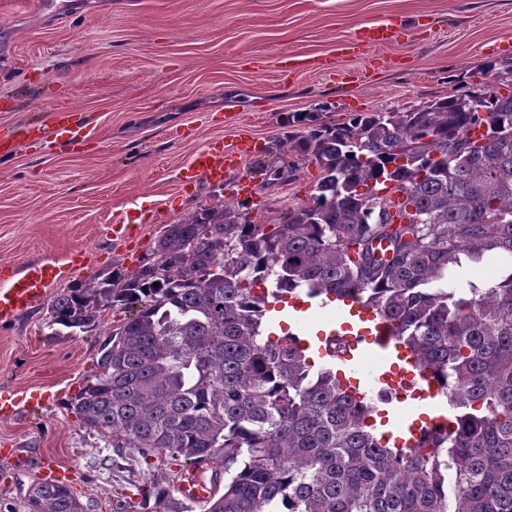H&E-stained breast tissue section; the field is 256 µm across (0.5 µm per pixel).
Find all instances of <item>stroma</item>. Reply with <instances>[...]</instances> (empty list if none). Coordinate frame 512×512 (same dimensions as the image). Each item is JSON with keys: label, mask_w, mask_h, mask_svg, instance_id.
<instances>
[{"label": "stroma", "mask_w": 512, "mask_h": 512, "mask_svg": "<svg viewBox=\"0 0 512 512\" xmlns=\"http://www.w3.org/2000/svg\"><path fill=\"white\" fill-rule=\"evenodd\" d=\"M405 24L408 37L371 60L337 57L362 23ZM512 0H0V138L21 125L50 129L52 113H82L83 136L24 142L0 157V269L67 263L88 270L52 294L127 277L154 258L163 228L228 200L257 224L308 201L318 174L282 144L292 112L409 110L507 72ZM291 63H284L285 55ZM246 139L253 157L220 182L188 176L192 155ZM130 238L112 237L122 216ZM124 310L102 311L75 335L49 327L47 302L0 324V389L16 392L0 416V512H26L29 489L54 459L89 512H154L146 489L168 490L165 512H204L179 491L182 467L117 454L69 400L98 371L100 348ZM44 392L34 402L30 393Z\"/></svg>", "instance_id": "stroma-1"}]
</instances>
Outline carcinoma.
<instances>
[{
  "instance_id": "cac0c4a2",
  "label": "carcinoma",
  "mask_w": 512,
  "mask_h": 512,
  "mask_svg": "<svg viewBox=\"0 0 512 512\" xmlns=\"http://www.w3.org/2000/svg\"><path fill=\"white\" fill-rule=\"evenodd\" d=\"M286 123L288 151L318 169L307 202L277 224L221 203L164 228L166 274L150 262L51 301L66 329L129 310L73 412L146 462L224 468L207 512H512V91ZM492 255L495 282L459 286L457 269ZM298 290L375 312L443 387L447 423L400 447L335 364L265 335L271 300ZM26 507L85 512L46 483Z\"/></svg>"
}]
</instances>
